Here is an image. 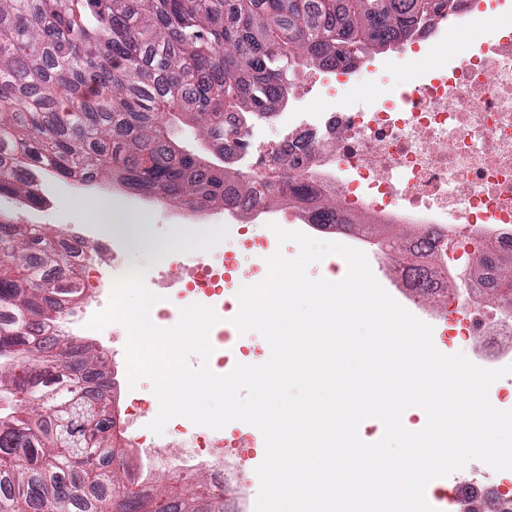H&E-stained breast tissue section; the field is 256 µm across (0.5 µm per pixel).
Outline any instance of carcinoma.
Wrapping results in <instances>:
<instances>
[{"label":"carcinoma","mask_w":512,"mask_h":512,"mask_svg":"<svg viewBox=\"0 0 512 512\" xmlns=\"http://www.w3.org/2000/svg\"><path fill=\"white\" fill-rule=\"evenodd\" d=\"M458 0H0V197L42 203L39 179L98 178L176 204L280 190L224 161V113L269 116L298 67L400 45ZM188 119L213 158L183 146ZM311 200L307 177L288 181ZM336 200L316 207L333 222ZM61 234L0 219V512H224L201 478L145 490L119 448L112 379L47 333L84 295Z\"/></svg>","instance_id":"obj_1"}]
</instances>
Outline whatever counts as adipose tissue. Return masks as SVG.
<instances>
[{"mask_svg":"<svg viewBox=\"0 0 512 512\" xmlns=\"http://www.w3.org/2000/svg\"><path fill=\"white\" fill-rule=\"evenodd\" d=\"M81 208L106 235L122 236L132 250L160 259H170L187 248L203 247L210 240L208 232L196 225L179 228L170 238L153 237L143 215L129 211L122 202L109 197H87Z\"/></svg>","mask_w":512,"mask_h":512,"instance_id":"1","label":"adipose tissue"}]
</instances>
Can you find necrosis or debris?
<instances>
[{
	"mask_svg": "<svg viewBox=\"0 0 512 512\" xmlns=\"http://www.w3.org/2000/svg\"><path fill=\"white\" fill-rule=\"evenodd\" d=\"M465 6L454 23L483 29L494 17L498 32L479 43L459 42L448 60L408 84L360 98L335 99L331 91L339 83L362 81L367 58L320 74L301 70L302 95L284 98L270 118L248 121L233 150V167L244 177L277 183L310 177L317 197H335L339 223L363 215L372 224H410L433 238L431 279L437 288L463 272L468 247L512 256V11L485 10L479 0H465ZM320 98L326 106L311 107ZM246 215L266 225L313 221L311 205L288 195L272 211L246 199L224 207L225 223H240ZM61 242L98 290L54 324L55 333L67 335L84 330L111 297L118 269L95 263L92 254L115 253L119 245L75 226ZM182 268L186 292L223 295V252ZM496 282L493 271L471 278L454 299L460 335L494 369L508 361L488 339L491 325H498L500 335H512V322L500 320L498 308L484 301ZM202 470L213 487H225L223 444L196 434L178 472L192 476ZM457 492L478 494L499 504L500 512H512V471L492 480L482 462H473Z\"/></svg>",
	"mask_w": 512,
	"mask_h": 512,
	"instance_id": "4bbe7bcc",
	"label": "necrosis or debris"
}]
</instances>
